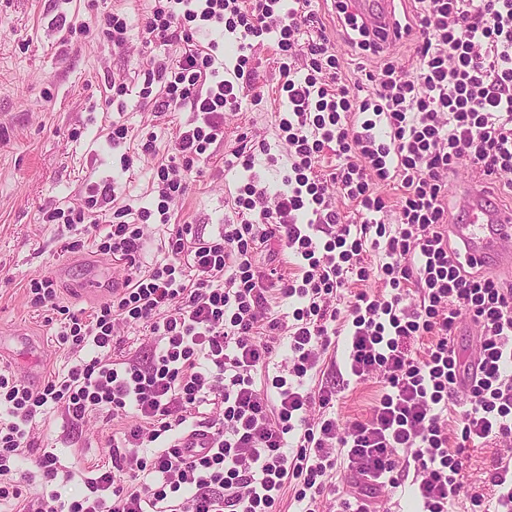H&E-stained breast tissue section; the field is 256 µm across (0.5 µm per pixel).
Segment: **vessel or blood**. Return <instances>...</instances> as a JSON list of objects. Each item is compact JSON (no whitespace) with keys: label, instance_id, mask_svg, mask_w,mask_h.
<instances>
[{"label":"vessel or blood","instance_id":"vessel-or-blood-1","mask_svg":"<svg viewBox=\"0 0 512 512\" xmlns=\"http://www.w3.org/2000/svg\"><path fill=\"white\" fill-rule=\"evenodd\" d=\"M350 2L374 40L391 34L394 0ZM487 199V193L478 184H470L459 200L466 219L451 225L450 231L464 243L472 261L481 263L494 256L503 270H512V208L489 206Z\"/></svg>","mask_w":512,"mask_h":512}]
</instances>
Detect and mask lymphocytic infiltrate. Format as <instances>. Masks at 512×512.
I'll use <instances>...</instances> for the list:
<instances>
[{
	"label": "lymphocytic infiltrate",
	"instance_id": "1",
	"mask_svg": "<svg viewBox=\"0 0 512 512\" xmlns=\"http://www.w3.org/2000/svg\"><path fill=\"white\" fill-rule=\"evenodd\" d=\"M395 16L397 42H409L412 70L387 60L347 0H335L336 29L359 54L380 58L378 72L347 85L331 40L319 27L313 0H154L142 25L145 44L183 41L174 62L152 60L141 99L157 108H190L172 159L158 165V199L134 220L115 211L114 186L89 190L78 203L43 212L46 224L82 225L61 249H85L102 231L98 253L126 264L120 288L93 315L59 303L55 281L32 280L33 306L59 316L56 339L69 350L63 371L34 387L0 367V505L9 512H277L288 484L301 512H320L335 493L330 477L345 465L356 489L336 512H378L382 489L410 484L419 512H450L459 497L492 512H512V454L497 456L486 475L492 497L465 482L469 443L512 445V281L465 259L448 233L455 199L448 184L469 160L489 191L512 198V0H409ZM232 34V78L216 67V42L194 45L201 31ZM275 41L286 108L279 141L288 147L282 185L269 191L254 174L256 154L277 163L270 143L226 152L225 170L245 171L230 204L237 222L204 237L185 224L164 255L141 266L144 229L169 223V203L184 196V170L222 140L224 114L244 96L261 102L254 45ZM334 156L323 169L326 156ZM402 195L389 205L382 185ZM355 206V218L335 197ZM397 208L394 226L386 215ZM275 243L296 271L260 270L256 254ZM376 266L363 265L365 248ZM380 277L388 296L354 294L346 308L331 298L353 282ZM295 301L292 322L272 314L273 301ZM481 329L472 360L462 362L455 336L462 321ZM141 323L155 343L150 356H116L117 324ZM345 336L344 369L354 381L379 375L384 392L368 416L339 425L335 386L307 387L334 337ZM287 338L285 374L264 387L276 343ZM429 343L423 354L412 346ZM465 390V409L452 396ZM58 408L70 427L98 412L131 418L112 441V464L83 480L84 491L61 503L58 493L30 498L35 481H70L73 473L49 451L33 469L12 468L34 448L33 422ZM460 437L448 444V425ZM206 431L207 452L185 456V434ZM409 454L401 463L399 451ZM126 473L129 484L115 482Z\"/></svg>",
	"mask_w": 512,
	"mask_h": 512
}]
</instances>
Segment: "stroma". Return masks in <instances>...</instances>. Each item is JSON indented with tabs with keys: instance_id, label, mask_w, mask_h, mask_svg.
<instances>
[{
	"instance_id": "stroma-1",
	"label": "stroma",
	"mask_w": 512,
	"mask_h": 512,
	"mask_svg": "<svg viewBox=\"0 0 512 512\" xmlns=\"http://www.w3.org/2000/svg\"><path fill=\"white\" fill-rule=\"evenodd\" d=\"M153 0H0V332H24L41 345L38 369L48 379L68 361L58 344L56 325L49 312L32 307L28 289L32 279L52 277L61 305L91 314L100 301L81 294L90 276L103 287L120 283L127 266L111 262L95 246L72 254L61 251V229L45 224L40 213L76 203L92 185L113 184L115 207L137 209L157 198L153 185L158 164L167 162L172 140L192 118L189 109L163 113L141 105L137 93L143 73L155 58L179 59L184 42L144 44L143 16ZM317 18L343 62L348 81L359 80L363 70H377L379 61L355 52L336 33L331 0H317ZM110 12L124 14L127 41L116 48L97 35L99 19ZM88 26L86 35L70 37L72 24ZM253 61L264 94L261 104L243 98L236 111L224 118V138L211 146L208 158L195 164L187 179V193L170 205V223L146 227L143 261H150L175 225L191 224L205 235L217 233L232 212L227 205L237 178L224 170V153L236 147L241 135L275 142L278 110V50L273 42L256 46ZM124 80L131 93L122 105L106 104L110 78ZM125 124L131 141L118 147L107 143L111 123ZM154 137L155 151L136 153L138 140ZM134 150L133 166L122 171L121 156ZM381 394L377 380L353 382L341 393L336 419L346 424L368 415ZM128 423L126 417L100 413L81 426L78 442L68 437L62 410L38 420L35 445L54 449L74 477L54 488L62 500L77 494L83 474L110 464L112 436Z\"/></svg>"
}]
</instances>
